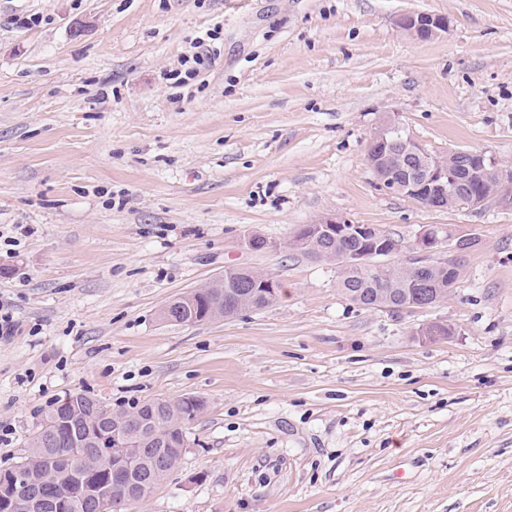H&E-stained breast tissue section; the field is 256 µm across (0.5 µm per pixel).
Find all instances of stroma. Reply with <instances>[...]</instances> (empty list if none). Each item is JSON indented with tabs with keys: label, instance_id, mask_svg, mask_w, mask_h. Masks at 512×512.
I'll list each match as a JSON object with an SVG mask.
<instances>
[{
	"label": "stroma",
	"instance_id": "stroma-1",
	"mask_svg": "<svg viewBox=\"0 0 512 512\" xmlns=\"http://www.w3.org/2000/svg\"><path fill=\"white\" fill-rule=\"evenodd\" d=\"M408 12L448 30L412 39ZM216 25L218 54L172 86ZM388 117L512 170V0H0V469L71 393L198 396L132 512H512V208L380 188ZM325 216L394 238V264L427 225L478 242L447 299L364 309L287 246ZM228 267L277 302L160 319Z\"/></svg>",
	"mask_w": 512,
	"mask_h": 512
}]
</instances>
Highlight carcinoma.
<instances>
[{
  "label": "carcinoma",
  "instance_id": "cac0c4a2",
  "mask_svg": "<svg viewBox=\"0 0 512 512\" xmlns=\"http://www.w3.org/2000/svg\"><path fill=\"white\" fill-rule=\"evenodd\" d=\"M488 167L486 156L462 152L448 157V179L455 185V192L448 197V208H455L466 202L471 194L481 190L482 177ZM357 246L356 238L339 240L336 251V265L340 266L338 288L342 295L354 304L366 308L395 306L399 309L417 301L420 289L414 287L410 265H386L383 274L374 270H357L343 265L339 257L343 251ZM248 279L239 276L224 291L201 295L193 302L171 304V321L181 324L202 322L205 311L215 303L224 305L229 317L240 314L235 296L244 289ZM99 400L84 393H73L55 402L46 419L56 416L66 420L72 418L83 424L88 423L91 432L96 425L109 426L110 420H98L95 416ZM205 407V401L193 396L189 400L177 401L168 409L157 414L159 428L164 430L163 440L147 441L144 435L135 438L140 448L143 464L136 478L158 485L166 479L183 455L181 448L188 426L195 421ZM71 434L62 426L57 430V442L53 452L41 448H30L24 454L28 459L25 468L5 471V483L0 486L1 496H14L15 501L27 502L31 497H54L60 488L67 490L57 512H131L133 502L121 492L112 491V450L109 445L98 448L89 446L86 451L97 454L102 460L82 469L69 463Z\"/></svg>",
  "mask_w": 512,
  "mask_h": 512
}]
</instances>
